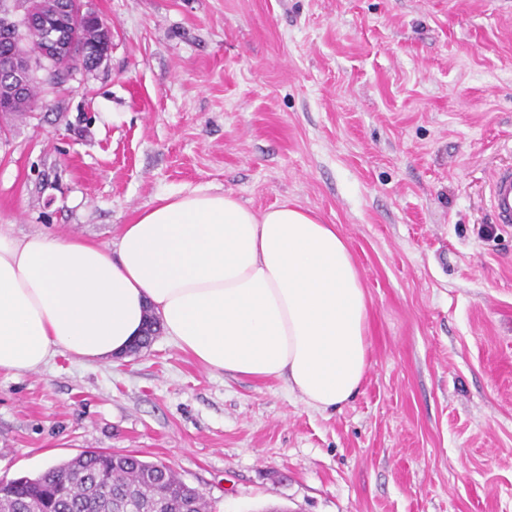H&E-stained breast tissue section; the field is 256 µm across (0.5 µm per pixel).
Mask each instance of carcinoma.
<instances>
[{"instance_id": "carcinoma-1", "label": "carcinoma", "mask_w": 512, "mask_h": 512, "mask_svg": "<svg viewBox=\"0 0 512 512\" xmlns=\"http://www.w3.org/2000/svg\"><path fill=\"white\" fill-rule=\"evenodd\" d=\"M112 38L108 29L81 23L76 49L52 66L60 76L82 56L83 68L96 67L90 51ZM36 97L27 93L0 107L3 116L23 117ZM199 492L163 463L128 453L101 455L93 451L60 463L35 476L0 480V512H206Z\"/></svg>"}]
</instances>
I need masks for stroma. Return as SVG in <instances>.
<instances>
[{"label": "stroma", "instance_id": "35a3bbf8", "mask_svg": "<svg viewBox=\"0 0 512 512\" xmlns=\"http://www.w3.org/2000/svg\"><path fill=\"white\" fill-rule=\"evenodd\" d=\"M93 70L0 119V224L108 246L158 196L285 200L347 238L370 367L338 410L157 335L0 372V479L87 450L168 465L210 512H512V0H84ZM491 212L498 224H512V169L494 173L488 183Z\"/></svg>", "mask_w": 512, "mask_h": 512}]
</instances>
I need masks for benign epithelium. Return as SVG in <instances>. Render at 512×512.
<instances>
[{
  "mask_svg": "<svg viewBox=\"0 0 512 512\" xmlns=\"http://www.w3.org/2000/svg\"><path fill=\"white\" fill-rule=\"evenodd\" d=\"M38 42L42 59L53 63L66 48L52 26L30 6L28 0H3L0 3V47L10 48L0 56V80L13 86L15 93L26 91L31 72L19 52L21 41Z\"/></svg>",
  "mask_w": 512,
  "mask_h": 512,
  "instance_id": "obj_1",
  "label": "benign epithelium"
}]
</instances>
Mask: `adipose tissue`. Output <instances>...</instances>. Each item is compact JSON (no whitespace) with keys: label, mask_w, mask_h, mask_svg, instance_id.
Masks as SVG:
<instances>
[{"label":"adipose tissue","mask_w":512,"mask_h":512,"mask_svg":"<svg viewBox=\"0 0 512 512\" xmlns=\"http://www.w3.org/2000/svg\"><path fill=\"white\" fill-rule=\"evenodd\" d=\"M368 310L344 235L288 201L257 212L198 186L159 197L110 247L0 229V372L60 353L111 362L152 312L205 369L281 379L308 408L335 410L370 367Z\"/></svg>","instance_id":"ef3b65f1"}]
</instances>
